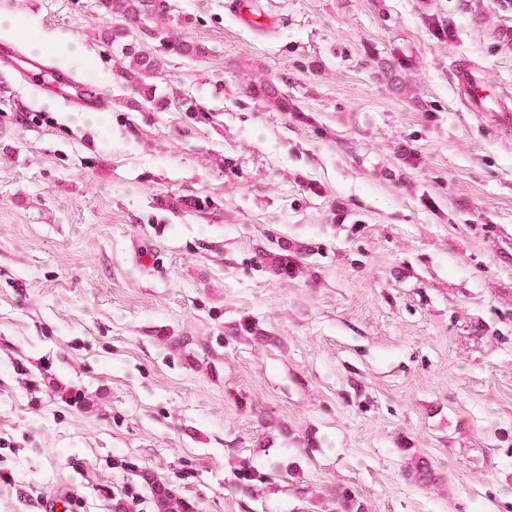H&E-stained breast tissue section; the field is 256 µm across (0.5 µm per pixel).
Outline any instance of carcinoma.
I'll use <instances>...</instances> for the list:
<instances>
[{
	"label": "carcinoma",
	"instance_id": "cac0c4a2",
	"mask_svg": "<svg viewBox=\"0 0 512 512\" xmlns=\"http://www.w3.org/2000/svg\"><path fill=\"white\" fill-rule=\"evenodd\" d=\"M99 8L113 20L112 29L101 34L102 41L120 50L122 58L130 60L131 70L127 72V82L134 86L135 91L148 104L159 103L153 80L159 73L161 61L138 50L134 35H150L159 41L165 52L172 55L200 57L205 54L203 47L183 40L168 25L161 23L164 12L158 0H99ZM254 95L273 99L279 108L288 110V96L271 83L259 85ZM271 263L275 273L283 279L293 272L294 264L288 261L286 251L272 254ZM143 479L151 489L155 512H195V506L172 488L155 482L147 473L143 474ZM238 479L247 491L266 481L268 475L245 466L239 472ZM330 502L332 507L328 512H363V505L348 489L336 491L330 497Z\"/></svg>",
	"mask_w": 512,
	"mask_h": 512
}]
</instances>
